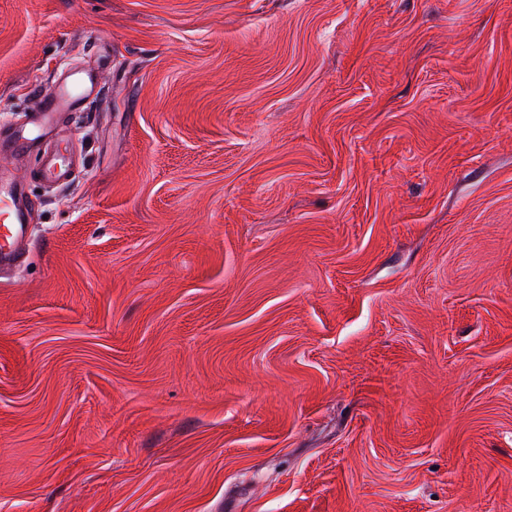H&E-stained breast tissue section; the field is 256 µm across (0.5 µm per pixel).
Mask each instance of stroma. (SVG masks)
Here are the masks:
<instances>
[{"mask_svg": "<svg viewBox=\"0 0 512 512\" xmlns=\"http://www.w3.org/2000/svg\"><path fill=\"white\" fill-rule=\"evenodd\" d=\"M1 173L0 512H512V0H0ZM97 92V82L91 71L76 73L68 81L47 88L34 111L31 128L20 130L16 136L18 151L45 136L58 113L76 112L78 103L96 96ZM0 268L24 261L31 245L30 225L15 196V182L0 180Z\"/></svg>", "mask_w": 512, "mask_h": 512, "instance_id": "1", "label": "stroma"}]
</instances>
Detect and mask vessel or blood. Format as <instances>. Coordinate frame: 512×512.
Returning <instances> with one entry per match:
<instances>
[{
	"mask_svg": "<svg viewBox=\"0 0 512 512\" xmlns=\"http://www.w3.org/2000/svg\"><path fill=\"white\" fill-rule=\"evenodd\" d=\"M97 94V82L92 72L83 71L68 81L47 88L41 95L30 128L20 130L17 146L30 145L45 136L61 112H72L78 103ZM30 226L24 210L15 196V184L0 181V268L24 261L31 245Z\"/></svg>",
	"mask_w": 512,
	"mask_h": 512,
	"instance_id": "b4317fda",
	"label": "vessel or blood"
}]
</instances>
